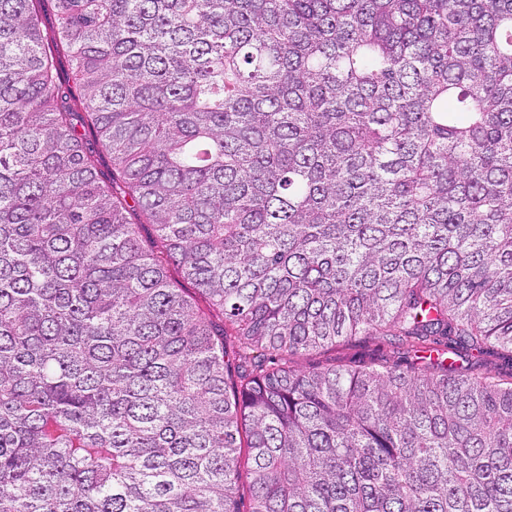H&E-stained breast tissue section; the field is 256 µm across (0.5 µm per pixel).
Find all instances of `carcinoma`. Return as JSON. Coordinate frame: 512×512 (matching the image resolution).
Returning <instances> with one entry per match:
<instances>
[{"mask_svg":"<svg viewBox=\"0 0 512 512\" xmlns=\"http://www.w3.org/2000/svg\"><path fill=\"white\" fill-rule=\"evenodd\" d=\"M41 2L0 0V512H239L243 456L249 512H512V0ZM360 335L396 356L293 365Z\"/></svg>","mask_w":512,"mask_h":512,"instance_id":"obj_1","label":"carcinoma"}]
</instances>
